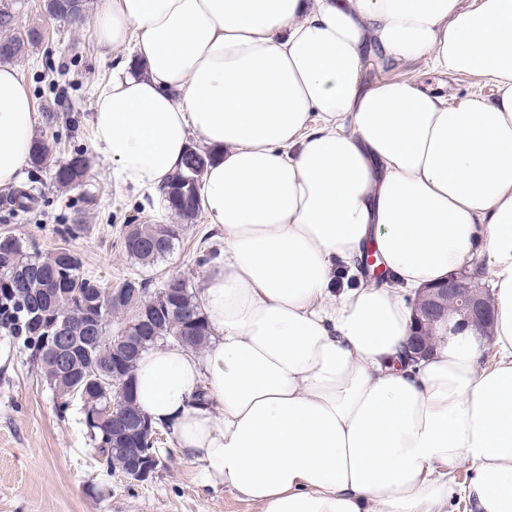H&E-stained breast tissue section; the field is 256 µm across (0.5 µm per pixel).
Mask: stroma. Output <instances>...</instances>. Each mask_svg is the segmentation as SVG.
Masks as SVG:
<instances>
[{
	"label": "stroma",
	"mask_w": 512,
	"mask_h": 512,
	"mask_svg": "<svg viewBox=\"0 0 512 512\" xmlns=\"http://www.w3.org/2000/svg\"><path fill=\"white\" fill-rule=\"evenodd\" d=\"M83 4L84 21L72 26L48 15L43 0H0V9L14 17L11 29H0V39L31 30L38 34L12 64L39 115L36 138L54 144L52 162L22 170L18 186L37 189L34 210L11 206L15 188H0V236L32 239L42 253L67 246L82 273L107 286L136 278L157 287L180 274L195 290H203L206 267L199 259L210 249H223L224 243L201 219L186 222L173 252L155 264L140 265L124 250L126 225L173 224L177 218L162 201L116 181L111 163L93 146L92 96L108 78L112 58L97 44V0ZM389 77L421 80L452 105L474 94L495 95L492 85L433 74L425 60L399 63ZM50 112L58 114L57 122L47 121ZM76 149L87 159L86 179L81 187L60 188L52 179V163ZM65 224H80L84 230L65 241L58 234ZM58 403L26 354L0 334V512H254L239 496L204 486L199 466L181 458L165 438L153 479L133 484L108 474L86 436L80 402L64 411Z\"/></svg>",
	"instance_id": "1"
}]
</instances>
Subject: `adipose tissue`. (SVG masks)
I'll list each match as a JSON object with an SVG mask.
<instances>
[{"label": "adipose tissue", "mask_w": 512, "mask_h": 512, "mask_svg": "<svg viewBox=\"0 0 512 512\" xmlns=\"http://www.w3.org/2000/svg\"><path fill=\"white\" fill-rule=\"evenodd\" d=\"M94 29L135 52L93 96L97 152L155 193L188 148L209 155L199 203L224 240L202 354L159 347L135 368L153 425L259 512H448L457 494L512 512V0H100ZM375 48L496 96L363 86ZM37 121L0 65V187ZM370 248L387 282L336 289ZM478 255L492 339L443 328L407 359L399 289Z\"/></svg>", "instance_id": "ef3b65f1"}]
</instances>
